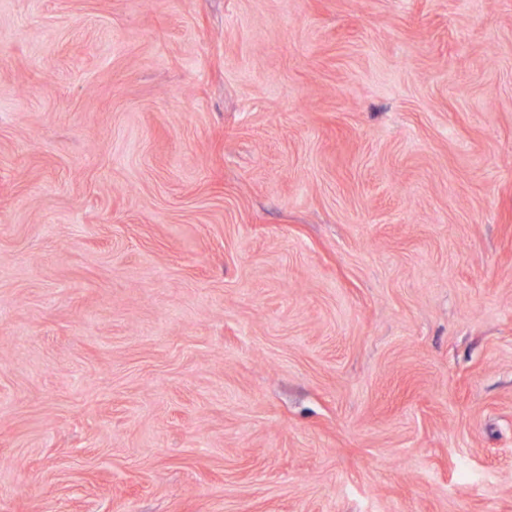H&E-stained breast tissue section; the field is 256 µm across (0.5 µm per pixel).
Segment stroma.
Here are the masks:
<instances>
[{
    "instance_id": "1",
    "label": "stroma",
    "mask_w": 512,
    "mask_h": 512,
    "mask_svg": "<svg viewBox=\"0 0 512 512\" xmlns=\"http://www.w3.org/2000/svg\"><path fill=\"white\" fill-rule=\"evenodd\" d=\"M0 512H512V0H0Z\"/></svg>"
}]
</instances>
